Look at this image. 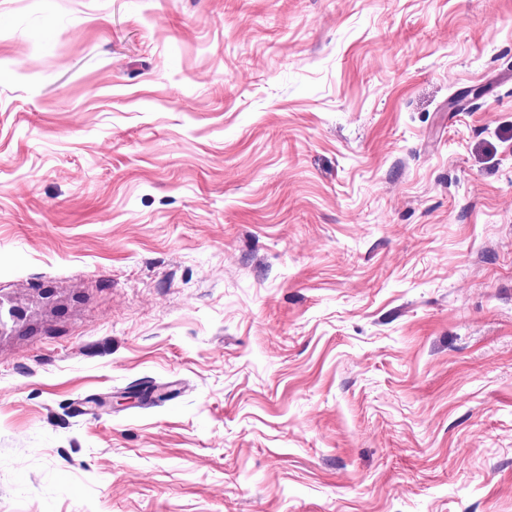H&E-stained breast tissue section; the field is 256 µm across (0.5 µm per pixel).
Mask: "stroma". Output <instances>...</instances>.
I'll use <instances>...</instances> for the list:
<instances>
[{
  "instance_id": "35a3bbf8",
  "label": "stroma",
  "mask_w": 512,
  "mask_h": 512,
  "mask_svg": "<svg viewBox=\"0 0 512 512\" xmlns=\"http://www.w3.org/2000/svg\"><path fill=\"white\" fill-rule=\"evenodd\" d=\"M0 512H512V0H0Z\"/></svg>"
}]
</instances>
